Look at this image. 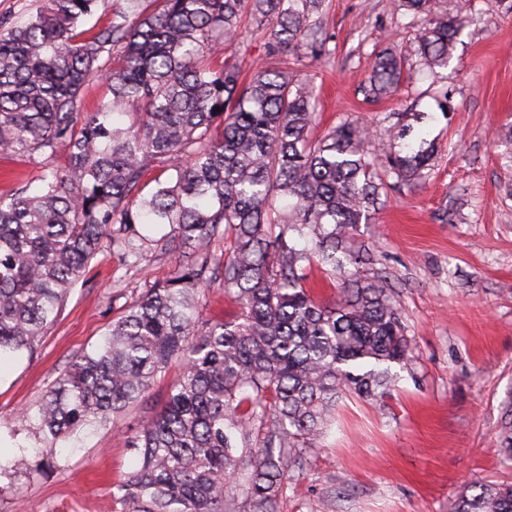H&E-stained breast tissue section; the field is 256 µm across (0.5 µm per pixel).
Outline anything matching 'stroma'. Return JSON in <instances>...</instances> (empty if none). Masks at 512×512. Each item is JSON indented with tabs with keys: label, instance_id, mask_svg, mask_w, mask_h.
I'll use <instances>...</instances> for the list:
<instances>
[{
	"label": "stroma",
	"instance_id": "35a3bbf8",
	"mask_svg": "<svg viewBox=\"0 0 512 512\" xmlns=\"http://www.w3.org/2000/svg\"><path fill=\"white\" fill-rule=\"evenodd\" d=\"M436 8L466 10L470 22L447 68L411 69L397 94L372 100L362 92L379 51L412 50L417 22L396 0H324L317 24L327 55L298 68L319 93L316 135L356 121L382 160L401 150L390 128L420 113L433 160L423 179L387 189L350 239L352 249L376 251L363 274L393 288L412 360L386 408L339 401L278 512H450L464 485L512 479L498 451L512 396V157L501 137L512 126V0H436ZM268 34L248 24L233 46L244 74L271 64ZM66 163L61 151L45 163L0 157V196L43 166ZM191 258L158 243L137 266L98 256L33 357L0 367V452L32 449L27 469L0 475V512H121L112 486L133 466L126 439L163 406L173 375L157 380L147 403L63 453L40 441L30 412L118 311Z\"/></svg>",
	"mask_w": 512,
	"mask_h": 512
}]
</instances>
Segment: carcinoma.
I'll return each instance as SVG.
<instances>
[{"instance_id":"obj_1","label":"carcinoma","mask_w":512,"mask_h":512,"mask_svg":"<svg viewBox=\"0 0 512 512\" xmlns=\"http://www.w3.org/2000/svg\"><path fill=\"white\" fill-rule=\"evenodd\" d=\"M97 2L43 0L0 34V154L67 155L65 168L0 198V363L34 354L98 256L138 263L153 242L146 231H164L170 250L194 259L124 306L56 377L37 406L39 431L55 446L107 425L176 366L164 408L129 440L134 468L113 499L123 512H276L336 403H382L392 368L411 359L385 279L352 273L325 301L304 271L369 263L346 243L378 209L383 173L422 179L432 150L409 142L382 168L356 122L313 136L311 81L264 68L243 82L226 55L243 17L270 26L269 54L304 49L316 60L322 0H123L109 25L81 29ZM397 7L420 18L419 66L448 67L466 17L434 0ZM403 75L404 59L380 51L366 92L389 95ZM94 77L112 97L89 114L81 91ZM215 286L236 319L205 315ZM498 437L512 463V408ZM453 512H512V483L472 482Z\"/></svg>"}]
</instances>
